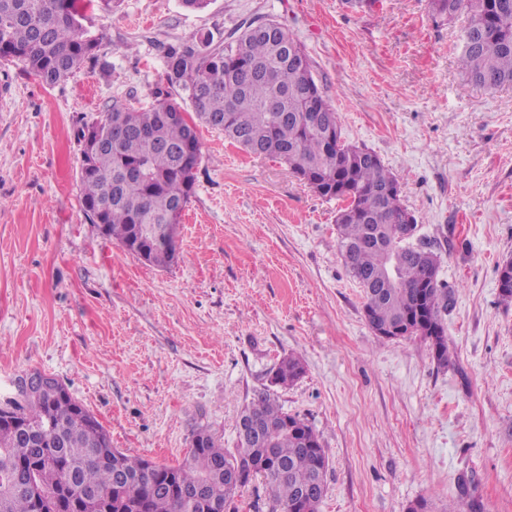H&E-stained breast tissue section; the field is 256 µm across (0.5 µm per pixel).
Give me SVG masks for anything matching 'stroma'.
I'll list each match as a JSON object with an SVG mask.
<instances>
[{
    "label": "stroma",
    "mask_w": 512,
    "mask_h": 512,
    "mask_svg": "<svg viewBox=\"0 0 512 512\" xmlns=\"http://www.w3.org/2000/svg\"><path fill=\"white\" fill-rule=\"evenodd\" d=\"M286 24L346 143L373 151L441 256L452 361L378 339L339 253L336 213L278 161L202 129L177 258L158 268L104 240L80 207L78 131L113 102L166 88L164 50L253 18ZM96 61L47 86L0 60V401L37 370L64 383L113 447L158 464L204 428L234 447L241 410L285 356L304 375L285 412L329 458L319 512H512V87L457 67L459 23L429 0H112L85 9Z\"/></svg>",
    "instance_id": "stroma-1"
}]
</instances>
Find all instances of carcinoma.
Wrapping results in <instances>:
<instances>
[{
	"mask_svg": "<svg viewBox=\"0 0 512 512\" xmlns=\"http://www.w3.org/2000/svg\"><path fill=\"white\" fill-rule=\"evenodd\" d=\"M436 22H454L460 71L474 85L512 86V0H429ZM78 0H0V60L17 61L53 85L96 59L99 37L85 29ZM274 32L245 28L226 41L196 33L165 48L166 80L147 108L119 102L85 131L79 166L80 202L91 224L127 253L147 255L165 268L176 258V224L195 192L201 162L199 128L251 154L259 148L327 200H342L338 246L351 277L363 288L365 318L378 334L418 336L432 359L448 366L443 314L452 300L444 283L427 287L440 256L422 237L397 242L394 225L409 209L398 178L366 148L341 140L340 117L311 75L303 46L278 21ZM299 56L286 53L283 42ZM138 168L142 177L126 178ZM501 303L512 305V259L498 266ZM305 372L292 355L280 360L271 383L286 387ZM258 427L235 448L205 429L175 466L150 463L112 447L96 417L64 385L18 391L0 406V512H206L188 492L202 486L212 512H239L238 498L251 484L229 483L236 470L263 479L268 512H318L326 491L329 460L314 429L265 389L239 415ZM32 482L38 496L23 489Z\"/></svg>",
	"mask_w": 512,
	"mask_h": 512,
	"instance_id": "carcinoma-1",
	"label": "carcinoma"
}]
</instances>
